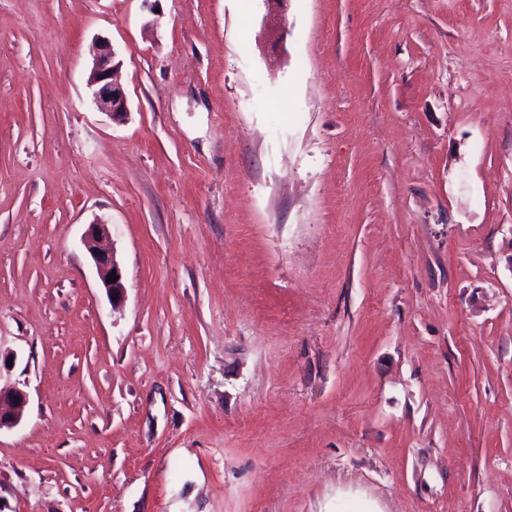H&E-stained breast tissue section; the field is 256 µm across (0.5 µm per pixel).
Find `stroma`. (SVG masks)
<instances>
[{"label": "stroma", "instance_id": "35a3bbf8", "mask_svg": "<svg viewBox=\"0 0 512 512\" xmlns=\"http://www.w3.org/2000/svg\"><path fill=\"white\" fill-rule=\"evenodd\" d=\"M157 7L0 0V512H512V0ZM117 58L118 53L111 41L107 38H98L95 42L88 85L96 109L112 120L121 122L128 113V103L119 80L121 60ZM109 234L110 230L108 224L102 222L89 224L83 237V243L94 261L100 281L107 289L112 298V303L114 304L121 298L125 287L123 284L122 271L115 259L113 251L111 252L101 247V242L106 239ZM112 272L116 273L118 280L115 283H108L109 275H111ZM113 296H116V300H113ZM26 405L27 394L23 390L0 384V430L17 426L23 419Z\"/></svg>", "mask_w": 512, "mask_h": 512}]
</instances>
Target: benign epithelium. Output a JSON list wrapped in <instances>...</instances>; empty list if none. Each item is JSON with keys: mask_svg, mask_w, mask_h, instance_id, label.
<instances>
[{"mask_svg": "<svg viewBox=\"0 0 512 512\" xmlns=\"http://www.w3.org/2000/svg\"><path fill=\"white\" fill-rule=\"evenodd\" d=\"M121 60L110 40L99 38L95 42L93 65L88 79L92 102L96 109L111 119L120 122L128 113L124 88L119 80ZM110 234L107 224L92 223L83 237L97 275L110 296L121 298L124 291L122 271L114 253L101 247V242ZM116 274L118 280L108 282L109 275ZM27 405V394L16 386H0V429L13 428L23 419Z\"/></svg>", "mask_w": 512, "mask_h": 512, "instance_id": "obj_1", "label": "benign epithelium"}]
</instances>
